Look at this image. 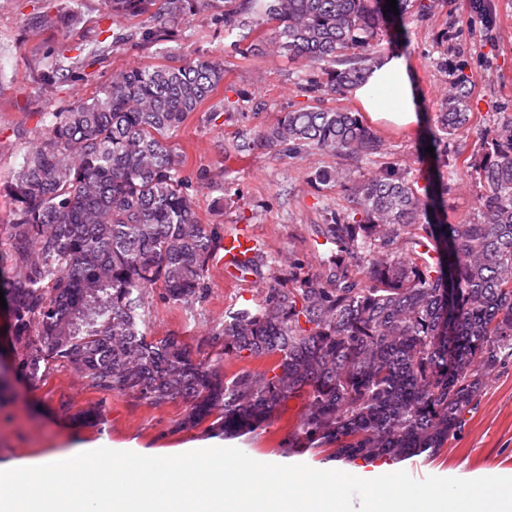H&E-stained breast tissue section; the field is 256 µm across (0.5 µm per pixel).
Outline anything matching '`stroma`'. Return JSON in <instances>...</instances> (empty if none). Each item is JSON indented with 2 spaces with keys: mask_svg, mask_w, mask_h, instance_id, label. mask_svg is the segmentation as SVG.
<instances>
[{
  "mask_svg": "<svg viewBox=\"0 0 512 512\" xmlns=\"http://www.w3.org/2000/svg\"><path fill=\"white\" fill-rule=\"evenodd\" d=\"M419 0H409L406 33L392 29L379 35L378 49L403 47L416 72L427 122H434L441 99L447 95L456 68H464L472 82V112L478 124L448 141V157L480 153L481 143L498 113H512V0H435L420 13ZM141 18L113 16L107 0H0V239L7 236L12 206L4 191L24 151L44 133L43 115L58 112L78 101L93 98L114 72L131 67L178 66L200 56L224 61V81L211 104L191 113L175 144L186 156L183 174L202 223L225 230L241 226L252 230L276 263L272 278H286L295 258L310 257L306 227L324 221L322 198L341 200L339 189L310 181L311 172L336 163L334 156L310 153L297 159L260 148L245 158H225L224 146L238 132L273 123L280 113L310 108L316 100L300 91L298 65L269 51L243 55L240 32L225 33L223 26L199 17L192 21L190 40L182 43H133L107 55L87 59L84 67L53 85L42 73L57 53L96 42L110 43L113 30L136 28ZM448 43V67L437 64L440 41ZM265 109L254 110L256 100ZM385 150L363 165L368 176L385 162L407 168L410 179L425 184L432 164L418 160L420 133L377 126ZM480 185L473 176L454 179L448 186V220L476 218ZM252 284L226 278L218 263H211L208 295L196 304L193 315L155 300L149 306L146 330L150 335L176 334L197 344L211 326L224 318L229 306L256 298ZM11 317L0 308V364L8 368L11 389L0 397V463L23 461L67 452L81 445L106 441L142 451L171 456L189 444L209 441L215 434L206 427L181 430L182 403L145 404L125 395L106 397L91 389L77 372L51 370L29 382L16 370L10 338ZM304 406L292 399L271 424L253 437L230 439V446L254 457L304 463L315 469L338 466L331 451L317 448L286 450L281 441L295 425ZM103 408L101 424L87 426L81 411ZM396 467L422 480L430 476L475 479L490 470L512 474V363L499 368L477 407L468 414L455 436L436 455L392 461L356 460L352 469L373 473Z\"/></svg>",
  "mask_w": 512,
  "mask_h": 512,
  "instance_id": "stroma-1",
  "label": "stroma"
}]
</instances>
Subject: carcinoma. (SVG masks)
<instances>
[{"label":"carcinoma","instance_id":"cac0c4a2","mask_svg":"<svg viewBox=\"0 0 512 512\" xmlns=\"http://www.w3.org/2000/svg\"><path fill=\"white\" fill-rule=\"evenodd\" d=\"M230 34L277 23L275 45L301 68V88L321 99L347 92L374 59L378 29L404 28L387 0H109L121 17L147 16L112 46L157 43L210 13ZM61 56L50 85L81 65ZM327 75V80L319 75ZM224 82V62L116 73L91 101L44 114L45 136L28 147L7 185L13 204L0 257L18 368L30 381L64 366L104 396L148 405L180 401L177 428L204 423L226 437L264 430L290 399L306 402L285 448H325L354 461L406 458L443 448L477 406L491 373L512 362V115L493 122L480 159L450 170L448 137L471 124L472 86L460 70L418 158L434 148L436 178L415 187L388 163L356 176L383 141L359 115L315 106L241 131L224 154L259 146L290 158L309 150L338 166L313 179L340 189L345 206L311 224V246L331 255L315 271L295 262L288 282L260 289L192 348L150 336L151 294L189 314L204 301L224 228L204 224L172 139ZM473 172L479 218L448 222V181ZM273 258L256 247L237 266L258 282ZM263 359L260 370H222L229 358Z\"/></svg>","mask_w":512,"mask_h":512}]
</instances>
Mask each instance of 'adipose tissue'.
<instances>
[{"instance_id": "ef3b65f1", "label": "adipose tissue", "mask_w": 512, "mask_h": 512, "mask_svg": "<svg viewBox=\"0 0 512 512\" xmlns=\"http://www.w3.org/2000/svg\"><path fill=\"white\" fill-rule=\"evenodd\" d=\"M351 93L373 118L412 129L423 124L424 106L404 51L381 54Z\"/></svg>"}]
</instances>
